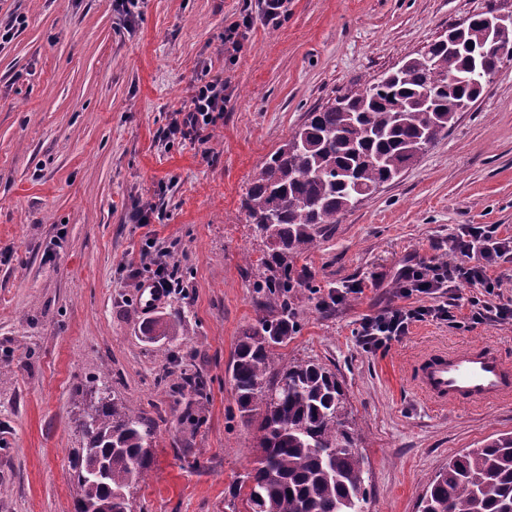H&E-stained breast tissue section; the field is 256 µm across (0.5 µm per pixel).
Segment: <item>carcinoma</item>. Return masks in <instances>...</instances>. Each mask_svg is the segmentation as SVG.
I'll return each instance as SVG.
<instances>
[{
	"label": "carcinoma",
	"mask_w": 512,
	"mask_h": 512,
	"mask_svg": "<svg viewBox=\"0 0 512 512\" xmlns=\"http://www.w3.org/2000/svg\"><path fill=\"white\" fill-rule=\"evenodd\" d=\"M461 38L471 43L468 50L453 53L435 41L426 49L429 65L409 58L391 82L307 113L293 136L299 146L279 148L252 179L243 208L259 235L271 228L274 247L259 259L255 282L268 305L238 337L230 365L240 417L260 432L254 467L229 489L233 499L245 495L246 512H365L364 462L355 451L342 384L318 363L288 364L277 352L294 328L288 301L294 263L321 225L337 223L355 197L395 178L428 146L426 135L437 140L478 99L474 65L489 79L501 59L488 51L479 18ZM182 381L203 395L198 372L184 373ZM89 418L76 510L110 502L112 512H131L130 489L153 465L154 428L115 396L100 397ZM419 508L512 512V432L452 458L427 485Z\"/></svg>",
	"instance_id": "carcinoma-1"
}]
</instances>
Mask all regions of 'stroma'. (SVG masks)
<instances>
[{"instance_id": "obj_1", "label": "stroma", "mask_w": 512, "mask_h": 512, "mask_svg": "<svg viewBox=\"0 0 512 512\" xmlns=\"http://www.w3.org/2000/svg\"><path fill=\"white\" fill-rule=\"evenodd\" d=\"M512 0H0L26 21L0 43V512H75L81 422L98 379L155 429L154 463L133 512H246L227 505L255 460L229 365L264 296L267 251L241 201L307 112L357 89L469 16ZM250 16L242 48L225 28ZM230 101L206 145L163 131L202 68ZM161 201L148 224L132 203ZM460 224L512 236V58L455 125L394 180L318 236L295 266L297 326L283 359L335 372L365 461L366 512H420L448 461L512 432V404L438 408L410 366L435 348L483 343L512 364V319L473 322L470 289L453 322L415 323L402 341L363 346L364 315L397 304L411 259L448 261ZM169 247L182 290L150 310L137 297L151 245ZM364 291L322 308V294ZM166 322L168 335L153 332ZM207 380L182 391L187 370Z\"/></svg>"}]
</instances>
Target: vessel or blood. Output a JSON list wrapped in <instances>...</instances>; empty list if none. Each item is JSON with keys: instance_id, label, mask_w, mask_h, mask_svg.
<instances>
[{"instance_id": "vessel-or-blood-1", "label": "vessel or blood", "mask_w": 512, "mask_h": 512, "mask_svg": "<svg viewBox=\"0 0 512 512\" xmlns=\"http://www.w3.org/2000/svg\"><path fill=\"white\" fill-rule=\"evenodd\" d=\"M418 384L434 405L486 406L512 399V365L483 344L425 355Z\"/></svg>"}]
</instances>
